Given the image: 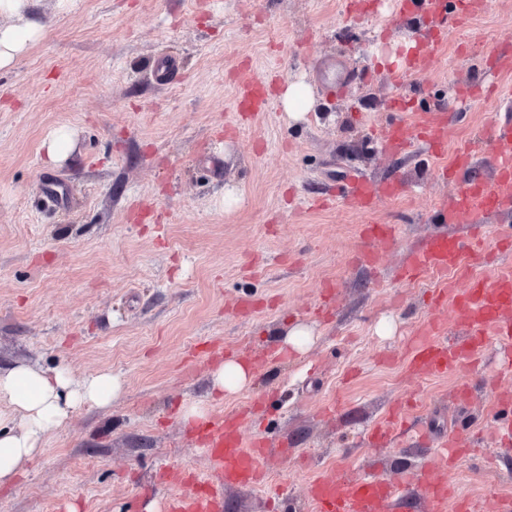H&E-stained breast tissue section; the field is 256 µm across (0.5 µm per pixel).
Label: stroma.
I'll return each instance as SVG.
<instances>
[{
    "instance_id": "obj_1",
    "label": "stroma",
    "mask_w": 512,
    "mask_h": 512,
    "mask_svg": "<svg viewBox=\"0 0 512 512\" xmlns=\"http://www.w3.org/2000/svg\"><path fill=\"white\" fill-rule=\"evenodd\" d=\"M27 15L41 36L0 68V370L108 371L124 388L52 430L18 484L0 488V512H162L197 476L222 488V512H314V480L363 470L406 475L397 512H428L427 444L366 440L395 407L432 439H473L434 476L498 512L512 496V446L489 425L512 411V376L491 350L449 375L412 374L409 339L455 324L450 304L431 302L442 277L404 269L446 230L435 210L465 186L440 176L456 150L478 143L474 170L495 177L487 130L512 118V71L496 67L512 57V0L441 35L432 66L400 84L394 58L437 35L421 4L30 0ZM162 62L179 82L161 79ZM244 73L264 84L266 112H238ZM289 82L312 91L298 119L279 103ZM397 99L447 128L444 154L412 125L410 153L382 148L376 132ZM60 127L77 146L51 167L41 143ZM353 176L381 192L374 211L313 205ZM392 182L402 192L384 196ZM484 222L468 278L512 273L500 251L512 211ZM365 224L395 229L374 263L360 255ZM289 320L311 328L305 352L278 337ZM232 355L255 378L214 400L211 371ZM190 403L212 418L252 409L242 435L267 443L261 487L223 488L180 417Z\"/></svg>"
}]
</instances>
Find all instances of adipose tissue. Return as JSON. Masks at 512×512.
Wrapping results in <instances>:
<instances>
[{
  "label": "adipose tissue",
  "mask_w": 512,
  "mask_h": 512,
  "mask_svg": "<svg viewBox=\"0 0 512 512\" xmlns=\"http://www.w3.org/2000/svg\"><path fill=\"white\" fill-rule=\"evenodd\" d=\"M37 22L0 27V68L10 65L42 31ZM122 392L120 377L101 372L81 379L61 368L29 365L0 370V486L11 485L43 449L47 434L86 405L105 407Z\"/></svg>",
  "instance_id": "obj_1"
}]
</instances>
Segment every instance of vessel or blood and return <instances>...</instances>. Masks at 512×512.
<instances>
[{
    "label": "vessel or blood",
    "mask_w": 512,
    "mask_h": 512,
    "mask_svg": "<svg viewBox=\"0 0 512 512\" xmlns=\"http://www.w3.org/2000/svg\"><path fill=\"white\" fill-rule=\"evenodd\" d=\"M266 99L261 84L250 77H242L237 88V108L245 113L262 111ZM494 140L497 150V178L494 183L467 182L456 196L443 201L436 216L451 225V232L431 237L410 257L405 270L414 278L429 271L441 274L458 272L464 257L481 245V214L491 210L512 209V120L496 121ZM342 203L350 209L369 212L379 202L372 187L360 179H352L350 187L341 195ZM362 238L367 257H377L379 250L393 238L391 227L366 225ZM449 299L460 337L448 341L437 324H428L421 335L412 339L408 364L413 373L445 375L453 372L461 357H473L485 348L495 347L502 356L500 371L512 373V275L506 274L488 281L469 279L464 287L449 283L442 289ZM414 432L419 440H426V430H410L397 413H390L383 423L374 428L382 439L392 434ZM205 451L220 470L228 487L251 488L263 479L259 460L264 452L263 442L245 444L239 432V415L231 413L212 423L208 430ZM421 481L431 491L430 512H447L448 487L446 483L431 480L429 469H421ZM407 483L406 477L390 480L364 471L355 477L337 476L318 479L309 489L316 512H380L382 505L398 497ZM191 495L180 496L168 504L169 512H221L218 495L207 480L197 478Z\"/></svg>",
    "instance_id": "obj_1"
}]
</instances>
